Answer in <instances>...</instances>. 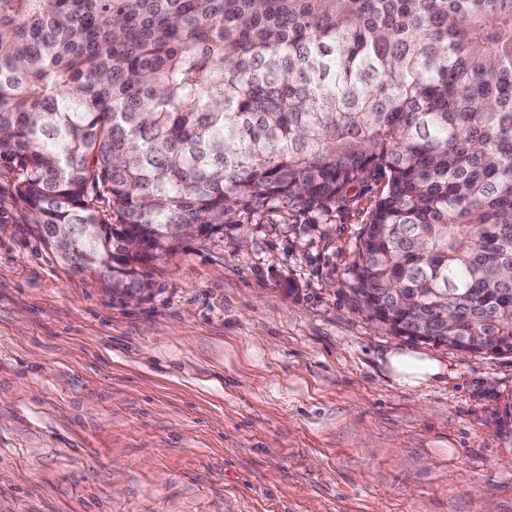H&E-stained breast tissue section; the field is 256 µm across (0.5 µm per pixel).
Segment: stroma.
I'll return each mask as SVG.
<instances>
[{
  "label": "stroma",
  "instance_id": "35a3bbf8",
  "mask_svg": "<svg viewBox=\"0 0 512 512\" xmlns=\"http://www.w3.org/2000/svg\"><path fill=\"white\" fill-rule=\"evenodd\" d=\"M0 157V512H512V355L391 335L347 292L381 184L144 266L62 263ZM446 376L397 386L385 351Z\"/></svg>",
  "mask_w": 512,
  "mask_h": 512
}]
</instances>
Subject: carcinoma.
I'll return each mask as SVG.
<instances>
[{
    "label": "carcinoma",
    "mask_w": 512,
    "mask_h": 512,
    "mask_svg": "<svg viewBox=\"0 0 512 512\" xmlns=\"http://www.w3.org/2000/svg\"><path fill=\"white\" fill-rule=\"evenodd\" d=\"M0 156L39 239L127 294L190 224L382 179L355 305L512 354V0H0Z\"/></svg>",
    "instance_id": "1"
}]
</instances>
